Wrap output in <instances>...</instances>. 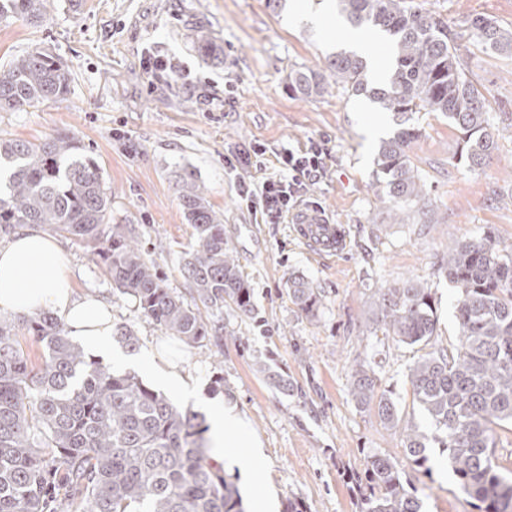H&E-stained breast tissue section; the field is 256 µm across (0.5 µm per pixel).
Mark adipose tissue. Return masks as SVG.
<instances>
[{
  "mask_svg": "<svg viewBox=\"0 0 512 512\" xmlns=\"http://www.w3.org/2000/svg\"><path fill=\"white\" fill-rule=\"evenodd\" d=\"M0 309L16 313L53 310L64 321L69 336L103 359L113 357L112 313L94 298L76 299L69 265L58 241L31 226L0 241ZM214 420L210 444L216 460L231 456L249 469L255 442L242 421L225 411L220 401L210 404Z\"/></svg>",
  "mask_w": 512,
  "mask_h": 512,
  "instance_id": "ef3b65f1",
  "label": "adipose tissue"
}]
</instances>
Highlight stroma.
I'll return each mask as SVG.
<instances>
[{
  "mask_svg": "<svg viewBox=\"0 0 512 512\" xmlns=\"http://www.w3.org/2000/svg\"><path fill=\"white\" fill-rule=\"evenodd\" d=\"M439 15L455 36L469 77L492 106L499 148L485 165L470 169L460 158L461 133L438 112L412 117L419 135L408 149L424 183V198L390 219L376 197L375 158L381 139L395 129L393 116L363 96L335 89L302 98L288 90V70L317 66L354 40L377 47L388 62L390 45L378 34L351 27L335 0H287L281 13L266 0H83L72 11L54 0L37 26L22 20L0 24V64L31 47L49 48L70 70L69 93L17 112H0V136L40 142L60 134L75 137L98 161L112 191L113 224L135 225L148 257L184 300L193 291L181 273V257L195 244L175 188L182 167L193 168L213 209L224 217V237L235 249L240 271L253 290L254 309L212 318L217 341L190 347L165 336L119 295L84 241H59L78 297L93 296L112 311V321L130 326L139 348L125 370L158 391L155 372L167 362L189 395L172 393L180 406L205 414L212 378L232 390L225 409L237 414L259 443V462L244 473L224 461L237 478L247 512H257L256 492L266 489L271 512L303 504L305 512H361L352 482L375 453L405 463L404 438L358 407L350 389L354 361L375 364L380 389L389 391L405 418L426 425L413 407L408 368L416 354L379 329L377 291L411 279L429 288L439 318L437 341L458 340L456 290L441 262L457 242L494 231L512 245V56L485 53L467 20L482 14L512 29V0H412ZM206 30L209 49L195 41ZM167 57L174 77H152L147 52ZM232 102H225V89ZM324 143L321 175L309 183L306 206L339 224L345 249L311 256L292 222L264 224L241 202L225 155L261 143L265 169L245 171L260 181L276 173L275 153ZM317 288L321 306L307 315L289 300L292 275ZM264 361L272 375L289 380L285 392L255 370ZM424 512H478L460 491L443 459L431 474L409 471Z\"/></svg>",
  "mask_w": 512,
  "mask_h": 512,
  "instance_id": "stroma-1",
  "label": "stroma"
}]
</instances>
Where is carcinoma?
<instances>
[{
    "mask_svg": "<svg viewBox=\"0 0 512 512\" xmlns=\"http://www.w3.org/2000/svg\"><path fill=\"white\" fill-rule=\"evenodd\" d=\"M358 28L392 40L391 70L372 78L363 58L340 52L323 65L290 69L288 89L303 98L340 87L366 94L392 112L397 126L379 147L378 199L397 214L422 199L407 148L418 129L413 112H440L462 133L460 157L472 169L498 149L491 104L468 78L448 24L407 0H337ZM51 0H0V24L39 23ZM485 51L512 54V30L476 14L469 20ZM71 73L49 50L34 46L0 66V112L66 96ZM0 233L30 224L92 244L112 288L165 335L188 346L210 339L209 317L253 311L224 220L195 171L176 174L178 199L196 238L181 271L194 290L186 303L150 261L132 224H109L112 191L98 162L69 135L39 143L0 138ZM448 279L458 290L459 336L453 349L434 343L437 309L429 289L407 280L378 289V325L387 336L418 346L409 369L415 402L429 425L404 418L378 390L372 362H357L351 392L357 405L404 433L406 458L429 474L439 448L456 485L479 512H512V477L495 461L493 426L512 423V247L487 231L448 250ZM288 298L315 314L320 296L302 276L288 279ZM41 345L34 366L18 337ZM112 339L134 352L138 337L112 326ZM206 428L136 375L103 364L73 344L49 311L0 314V512H246L236 478L210 458ZM365 490L362 512H422L423 502L398 462L367 457L355 474Z\"/></svg>",
    "mask_w": 512,
    "mask_h": 512,
    "instance_id": "carcinoma-1",
    "label": "carcinoma"
}]
</instances>
